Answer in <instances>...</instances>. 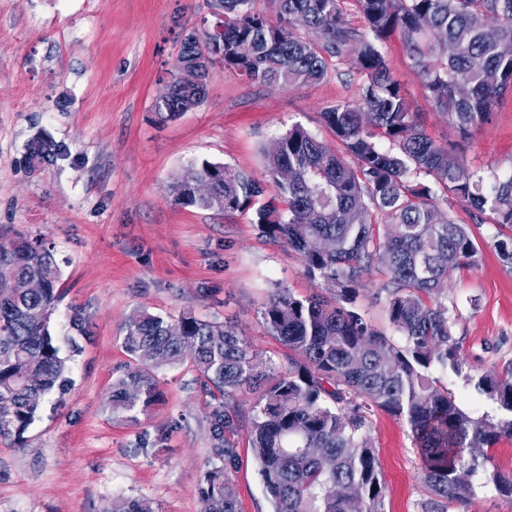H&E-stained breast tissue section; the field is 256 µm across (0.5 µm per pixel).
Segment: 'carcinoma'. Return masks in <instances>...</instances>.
I'll return each mask as SVG.
<instances>
[{
	"label": "carcinoma",
	"mask_w": 512,
	"mask_h": 512,
	"mask_svg": "<svg viewBox=\"0 0 512 512\" xmlns=\"http://www.w3.org/2000/svg\"><path fill=\"white\" fill-rule=\"evenodd\" d=\"M254 0H216L224 35L184 40L169 92L155 111L174 119L199 107L210 71L193 87L180 67L206 50L249 80L293 85L326 78L329 60L364 74L357 104L323 112L345 148L343 158L295 124L266 153L274 194L255 224L302 259L306 275L336 293L297 297L276 290L264 304L269 335L288 348V370L272 372L229 325L192 311L170 320L135 310L124 323L130 361L112 383L111 414L137 425L159 403L156 370L189 360L212 396L257 393L249 440L273 512H384L385 484L369 432L379 409L403 418L420 450L428 490L448 504L475 496L472 478L512 499V476L487 471L489 450L512 438V371L467 376L496 414L473 417L429 375L434 365L461 368L445 299L448 274L477 264L475 235L439 208L453 196L492 215L491 245L512 268V175L484 188L483 178L454 161L417 123L382 51L401 33L427 99L460 134L491 120L512 91V0H354L364 25L350 27L345 0H275L276 17ZM305 19V34L293 27ZM389 141L382 148L376 137ZM67 148L38 133L26 145L31 173L65 160ZM176 203L206 210H246L265 193L249 174L208 160L175 187ZM390 225L383 234L375 216ZM385 276L387 316L396 344L356 310L358 284L372 269ZM61 269L43 238H21L0 251V435H23L45 395L65 386L70 356L50 327ZM238 417L211 413V452L220 464L203 474L202 512H240L236 449L226 434ZM112 512H154L145 498L116 499Z\"/></svg>",
	"instance_id": "carcinoma-1"
}]
</instances>
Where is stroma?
Returning a JSON list of instances; mask_svg holds the SVG:
<instances>
[{
	"instance_id": "35a3bbf8",
	"label": "stroma",
	"mask_w": 512,
	"mask_h": 512,
	"mask_svg": "<svg viewBox=\"0 0 512 512\" xmlns=\"http://www.w3.org/2000/svg\"><path fill=\"white\" fill-rule=\"evenodd\" d=\"M210 16L207 0H0V244L51 243L64 291L51 328L71 335L78 309L89 329L64 394L44 401L22 437H0V512H111L116 498L148 499L155 512H201L199 480L215 462V402L186 363L158 371L164 400L140 425L112 419L107 399L129 360L122 326L137 308L171 319L191 310L232 326L283 371L287 350L266 331L263 304L279 288L300 297L324 290L287 244L259 231L253 209L183 206L173 187L204 160L267 181L265 153L296 123L341 150L322 114L355 101L364 77L334 61L319 83L282 86L218 66L201 106L161 118L155 103L181 43ZM385 54L435 143L485 182L512 174V92L465 137L428 103L400 34L387 40ZM39 132L65 144L69 158L33 174L23 157ZM440 209L473 229L480 253L476 266L448 278L462 368L435 367L431 375L479 416L494 407L467 376L512 368V268L489 246L491 218L477 220L453 199ZM383 281L379 270L366 275L356 307L389 335ZM255 401L242 391L233 403L235 482L241 512H270L249 446ZM370 439L386 487L384 512H429L405 420L372 412Z\"/></svg>"
}]
</instances>
